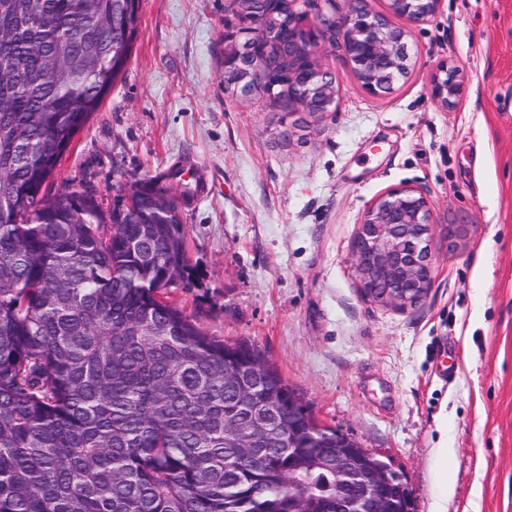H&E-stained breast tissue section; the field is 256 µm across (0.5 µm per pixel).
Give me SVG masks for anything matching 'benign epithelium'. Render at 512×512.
Segmentation results:
<instances>
[{
    "label": "benign epithelium",
    "instance_id": "obj_1",
    "mask_svg": "<svg viewBox=\"0 0 512 512\" xmlns=\"http://www.w3.org/2000/svg\"><path fill=\"white\" fill-rule=\"evenodd\" d=\"M338 14L335 0H288L285 26L268 24L277 0H249L250 9L234 12L237 23L224 31V61L232 62L242 78L225 91L242 99L274 91V76H288V102L320 115L335 111L339 85L332 70L320 62L325 49L339 48L361 88L379 95L407 73V30L393 18L419 24L433 17L441 0H389V13L375 12L368 0H348ZM461 91L456 68L440 66L430 94L448 108ZM434 219L428 199L414 189L389 191L367 209L358 225L352 258L360 288L373 301L396 309L419 304L433 282ZM304 403L293 390L288 402L272 401L252 408L249 423L224 424L239 448H286L300 463L313 457L335 477V494L318 498L306 478L288 487L289 512H393L396 496L384 470L361 462L371 455L339 435L332 448L322 433L299 421Z\"/></svg>",
    "mask_w": 512,
    "mask_h": 512
}]
</instances>
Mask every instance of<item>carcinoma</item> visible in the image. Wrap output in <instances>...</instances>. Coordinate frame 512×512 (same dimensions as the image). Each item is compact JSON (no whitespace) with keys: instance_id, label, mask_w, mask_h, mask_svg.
I'll use <instances>...</instances> for the list:
<instances>
[{"instance_id":"carcinoma-1","label":"carcinoma","mask_w":512,"mask_h":512,"mask_svg":"<svg viewBox=\"0 0 512 512\" xmlns=\"http://www.w3.org/2000/svg\"><path fill=\"white\" fill-rule=\"evenodd\" d=\"M123 2L0 0V55L22 61L0 65V512H288V449L224 438L248 418L236 391L259 352H234L224 381L225 343L155 288L194 284L176 220L199 188L173 170L110 210L89 190L47 193L129 63L139 16ZM174 188V223H152L154 192ZM267 379L263 395L288 398L272 366Z\"/></svg>"}]
</instances>
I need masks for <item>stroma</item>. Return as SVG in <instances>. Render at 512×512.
<instances>
[{
	"label": "stroma",
	"instance_id": "35a3bbf8",
	"mask_svg": "<svg viewBox=\"0 0 512 512\" xmlns=\"http://www.w3.org/2000/svg\"><path fill=\"white\" fill-rule=\"evenodd\" d=\"M230 0H140L125 73L74 136L50 185L112 208L136 183L193 166L180 212L193 286L170 297L210 336L259 350L316 421L396 471L410 512H512V0H442L409 28L389 92L322 61L340 98L324 117L225 93ZM458 66L453 109L432 100ZM296 128L290 142L281 118ZM393 188L437 221L427 298L396 310L360 292L351 247ZM464 224V242L446 228ZM461 91L459 72L454 67L442 64L434 76L430 94L434 101L446 109L453 106Z\"/></svg>",
	"mask_w": 512,
	"mask_h": 512
}]
</instances>
